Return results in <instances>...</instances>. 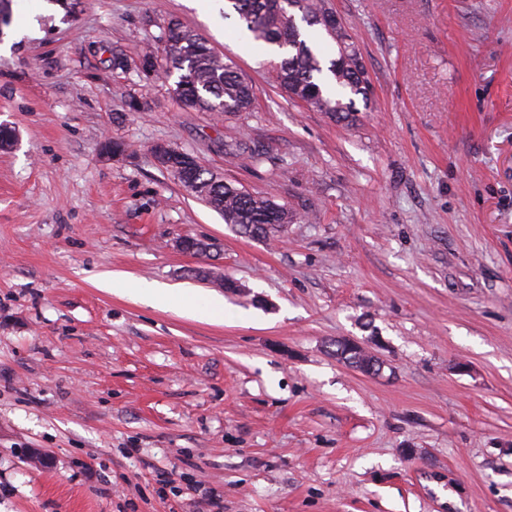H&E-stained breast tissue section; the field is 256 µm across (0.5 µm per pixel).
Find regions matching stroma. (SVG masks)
Segmentation results:
<instances>
[{"instance_id": "1", "label": "stroma", "mask_w": 512, "mask_h": 512, "mask_svg": "<svg viewBox=\"0 0 512 512\" xmlns=\"http://www.w3.org/2000/svg\"><path fill=\"white\" fill-rule=\"evenodd\" d=\"M328 5L372 88L349 120L269 84L222 0H0V512H512V0ZM172 18L252 111L181 109L143 73ZM159 142L297 222L239 236ZM105 272L224 318L105 293ZM94 285L105 293L128 296L154 307L176 309L201 321H217L224 317V301L219 297L199 301L186 290L148 283L119 273L103 274L94 281ZM334 345L336 346V356L360 371H365L372 360V357L359 346L345 341H336Z\"/></svg>"}]
</instances>
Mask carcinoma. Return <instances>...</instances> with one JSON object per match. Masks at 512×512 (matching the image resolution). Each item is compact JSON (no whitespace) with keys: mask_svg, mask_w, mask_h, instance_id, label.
<instances>
[{"mask_svg":"<svg viewBox=\"0 0 512 512\" xmlns=\"http://www.w3.org/2000/svg\"><path fill=\"white\" fill-rule=\"evenodd\" d=\"M246 25L256 41L281 50L279 60L269 61L270 84L284 91L289 99L334 117L348 118L357 111L355 97L369 98L371 84L360 54L349 43L341 20L331 27L326 22L330 9L326 0H225ZM319 26L336 43L337 56L323 60L303 38L300 24ZM165 44L163 64L154 57H143L147 69L161 67L165 77H176L172 92L179 105L202 112H250L254 89L237 70L208 47L196 33L179 21L168 22L161 35ZM179 181L191 180L194 195L224 216V222L241 236L267 239L282 232L294 221L284 205L255 197L224 181L197 160L190 169L173 173ZM335 354L350 366L363 371L371 364L363 348L345 341L335 343Z\"/></svg>","mask_w":512,"mask_h":512,"instance_id":"cac0c4a2","label":"carcinoma"}]
</instances>
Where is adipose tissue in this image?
Here are the masks:
<instances>
[{
    "label": "adipose tissue",
    "instance_id": "ef3b65f1",
    "mask_svg": "<svg viewBox=\"0 0 512 512\" xmlns=\"http://www.w3.org/2000/svg\"><path fill=\"white\" fill-rule=\"evenodd\" d=\"M94 285L103 292L123 295L154 307L174 309L201 321H217L224 315L221 298L199 301L186 290L148 283L119 273L103 274L95 280Z\"/></svg>",
    "mask_w": 512,
    "mask_h": 512
}]
</instances>
